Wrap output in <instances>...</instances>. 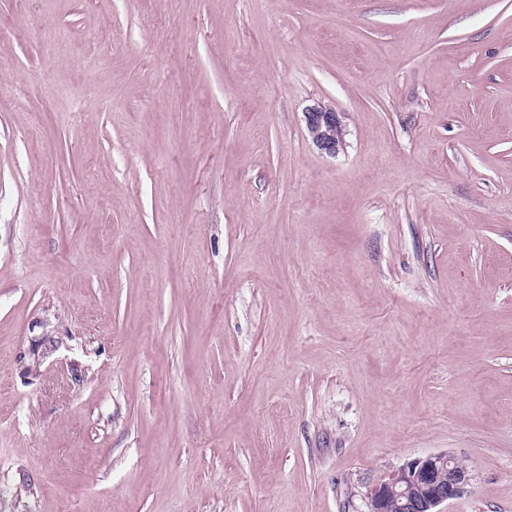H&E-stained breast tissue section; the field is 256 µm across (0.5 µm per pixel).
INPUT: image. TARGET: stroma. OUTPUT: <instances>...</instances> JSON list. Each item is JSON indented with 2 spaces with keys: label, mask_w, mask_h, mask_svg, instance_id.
<instances>
[{
  "label": "stroma",
  "mask_w": 512,
  "mask_h": 512,
  "mask_svg": "<svg viewBox=\"0 0 512 512\" xmlns=\"http://www.w3.org/2000/svg\"><path fill=\"white\" fill-rule=\"evenodd\" d=\"M0 31V512H361L437 452L512 512V0ZM304 118L315 147L322 154L336 155L343 146L340 113L332 108L315 106L304 112Z\"/></svg>",
  "instance_id": "stroma-1"
}]
</instances>
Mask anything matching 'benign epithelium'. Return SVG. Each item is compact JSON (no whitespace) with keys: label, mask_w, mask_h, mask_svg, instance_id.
<instances>
[{"label":"benign epithelium","mask_w":512,"mask_h":512,"mask_svg":"<svg viewBox=\"0 0 512 512\" xmlns=\"http://www.w3.org/2000/svg\"><path fill=\"white\" fill-rule=\"evenodd\" d=\"M304 118L315 147L336 155L343 146L340 113L315 106ZM471 476L472 469L447 452L414 458L366 486L364 512H441L440 505L460 496Z\"/></svg>","instance_id":"obj_1"}]
</instances>
